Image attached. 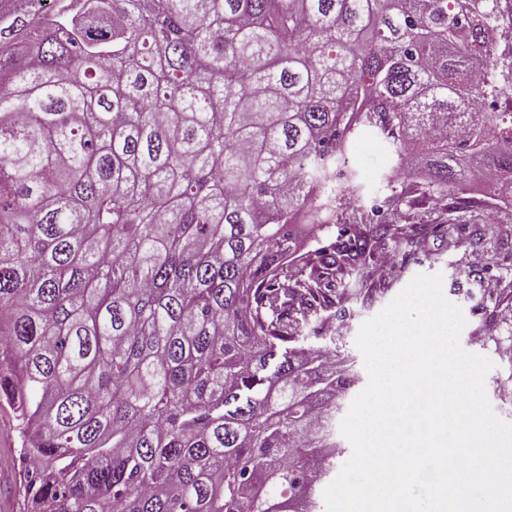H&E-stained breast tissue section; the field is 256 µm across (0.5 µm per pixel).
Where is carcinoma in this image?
Here are the masks:
<instances>
[{"label": "carcinoma", "instance_id": "obj_1", "mask_svg": "<svg viewBox=\"0 0 512 512\" xmlns=\"http://www.w3.org/2000/svg\"><path fill=\"white\" fill-rule=\"evenodd\" d=\"M26 2L0 16V403L30 512H319L358 377L304 325L346 315L401 201L339 222L345 147L369 128L434 200L484 168L512 201V112L469 107L497 0Z\"/></svg>", "mask_w": 512, "mask_h": 512}]
</instances>
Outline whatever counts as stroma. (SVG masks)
Listing matches in <instances>:
<instances>
[{"mask_svg":"<svg viewBox=\"0 0 512 512\" xmlns=\"http://www.w3.org/2000/svg\"><path fill=\"white\" fill-rule=\"evenodd\" d=\"M345 157L355 174L356 213L370 212L392 189H402L406 198L390 216V223L407 231L415 226L424 230L419 248H399L394 241H387L363 275L351 283L346 316L334 328L353 360L359 387L368 383L364 358L355 344L361 324L380 312L416 275L438 274L444 297L461 308L466 320L460 344L465 351L492 361L485 380L486 394L494 412L512 423V324L500 318L502 309L512 307V210L494 211L478 184L472 182L449 193L448 209H435L431 198L419 191L428 180L419 162L409 164L407 176L390 182L396 162L392 148L370 129L360 130L351 138ZM437 224L445 225V232H434ZM394 252L399 261L392 276L377 280L376 270ZM488 279L499 283L495 294H488L483 286ZM18 441L15 414L1 406L0 512H27L19 493L23 462Z\"/></svg>","mask_w":512,"mask_h":512,"instance_id":"1","label":"stroma"}]
</instances>
